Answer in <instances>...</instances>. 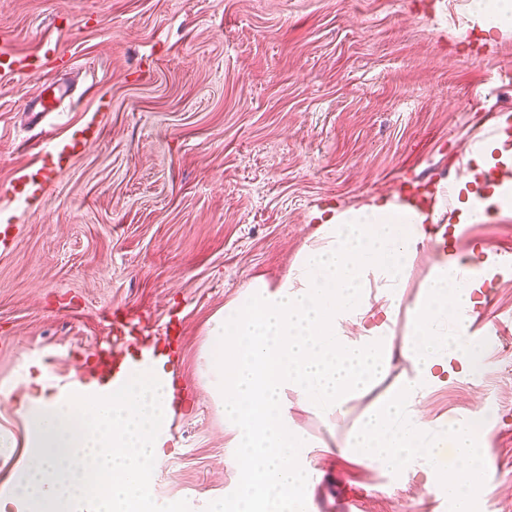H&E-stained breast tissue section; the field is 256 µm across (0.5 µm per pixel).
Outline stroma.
<instances>
[{"mask_svg": "<svg viewBox=\"0 0 512 512\" xmlns=\"http://www.w3.org/2000/svg\"><path fill=\"white\" fill-rule=\"evenodd\" d=\"M473 0H0V44L19 52L57 41L76 70L55 134L102 128L44 194L8 186L41 164L42 127L24 122L37 87L0 86V482L26 456L17 399L92 370L112 313L150 311V339L174 346L180 406L175 446L153 497L206 512L242 480L224 417L206 388L210 321L256 276L276 281L325 207L343 211L414 179L441 188L493 116L512 114V30L483 29ZM462 263H512V210L463 225ZM477 331L496 330L480 377L424 399L432 429L487 410L482 512H512V277L492 281ZM344 415L299 406L292 424L323 448L306 462L309 512H448L445 488L413 464L388 472L341 451L363 411L406 371Z\"/></svg>", "mask_w": 512, "mask_h": 512, "instance_id": "obj_1", "label": "stroma"}]
</instances>
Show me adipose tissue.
<instances>
[{"label":"adipose tissue","mask_w":512,"mask_h":512,"mask_svg":"<svg viewBox=\"0 0 512 512\" xmlns=\"http://www.w3.org/2000/svg\"><path fill=\"white\" fill-rule=\"evenodd\" d=\"M430 232L423 216L385 196L329 209L277 283L252 279L214 317L209 390L238 450L243 483L233 499L210 502L208 512H305L302 460L312 442L290 423V403L325 420L343 413L385 376L396 353L407 372L367 408L345 447L387 468L429 467L455 512H474L489 451L482 412L434 432L418 408L445 376L479 368L481 340L470 330L482 283L465 265L440 258L412 306L403 307L406 272ZM369 289L374 299L367 302ZM404 310L408 330L399 337ZM446 447L455 453L450 471L438 468Z\"/></svg>","instance_id":"adipose-tissue-1"}]
</instances>
